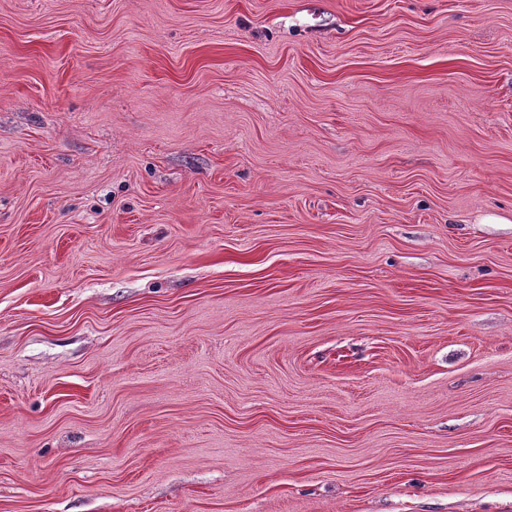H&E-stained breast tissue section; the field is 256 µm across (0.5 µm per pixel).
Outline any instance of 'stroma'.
Wrapping results in <instances>:
<instances>
[{
    "label": "stroma",
    "mask_w": 512,
    "mask_h": 512,
    "mask_svg": "<svg viewBox=\"0 0 512 512\" xmlns=\"http://www.w3.org/2000/svg\"><path fill=\"white\" fill-rule=\"evenodd\" d=\"M0 512H512V0H0Z\"/></svg>",
    "instance_id": "1"
}]
</instances>
